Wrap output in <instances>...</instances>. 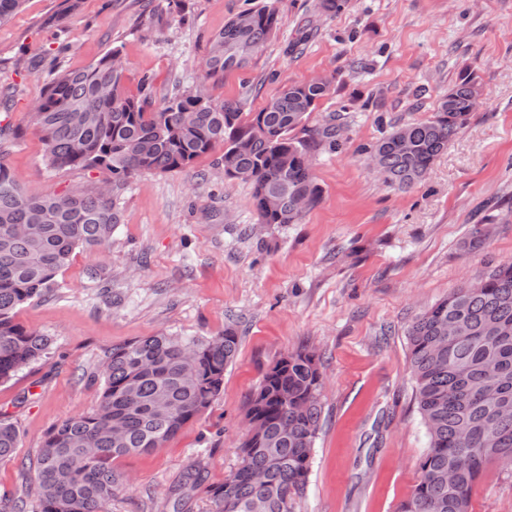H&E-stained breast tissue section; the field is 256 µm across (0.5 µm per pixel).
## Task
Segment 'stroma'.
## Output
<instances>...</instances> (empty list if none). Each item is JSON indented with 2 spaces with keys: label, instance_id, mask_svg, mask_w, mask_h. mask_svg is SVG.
Segmentation results:
<instances>
[{
  "label": "stroma",
  "instance_id": "obj_1",
  "mask_svg": "<svg viewBox=\"0 0 512 512\" xmlns=\"http://www.w3.org/2000/svg\"><path fill=\"white\" fill-rule=\"evenodd\" d=\"M261 0H25L0 24V159L28 195L96 190V170H52L32 110L51 80L28 62L53 54L58 71L119 49L125 87L153 79L161 105L173 83L255 112L290 84L331 78L308 124L337 116L341 146L313 156L320 203L301 222L259 223L252 187L215 156L137 177L118 201L121 222L100 248H78L44 298L17 319L54 340L46 361L0 384V417L20 430L0 462V512L34 504L46 433L90 410L112 347L164 334L233 330L235 360L221 394L166 447L113 462L122 482L110 512H210L207 485L241 464L251 395L288 352L315 353L324 375L320 430L295 512H400L427 446L408 368L412 319L453 289L512 259V0H347L336 15L315 0H268L278 26L244 69L204 84L209 40ZM472 74L482 99L423 180L400 191L362 146L391 126L431 118ZM490 232L463 243L474 224ZM102 269L111 293L90 281ZM204 484L184 500L187 473ZM470 512H512V468L489 464Z\"/></svg>",
  "mask_w": 512,
  "mask_h": 512
}]
</instances>
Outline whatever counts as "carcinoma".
Returning <instances> with one entry per match:
<instances>
[{"mask_svg": "<svg viewBox=\"0 0 512 512\" xmlns=\"http://www.w3.org/2000/svg\"><path fill=\"white\" fill-rule=\"evenodd\" d=\"M209 40L204 80L245 68L276 28L270 4L243 10ZM250 45L253 52L239 53ZM125 90L119 50L57 75L34 107L44 159L52 169L98 170L107 192L29 196L0 159V383L50 354L52 339L16 320L17 309L47 294L79 247H101L120 223L117 201L137 176L192 165L217 147L230 179L251 182L261 224H297L320 200L312 172L318 147L339 148L329 121L292 135L331 87L327 78L285 88L272 107L242 112L200 88L175 89L153 110L148 89ZM481 98L466 76L448 87L425 121L394 126L367 147L384 181L418 184ZM409 370L427 431L417 481L401 512H469L485 467L512 465V262L427 307L407 329ZM238 336H147L112 347L100 400L50 429L37 459L38 512H108L121 476L112 463L175 438L224 387ZM323 375L315 355L297 350L265 373L247 411L242 466L207 493L211 512H295L306 489L320 428ZM16 425L0 418V461L19 447Z\"/></svg>", "mask_w": 512, "mask_h": 512, "instance_id": "carcinoma-1", "label": "carcinoma"}]
</instances>
